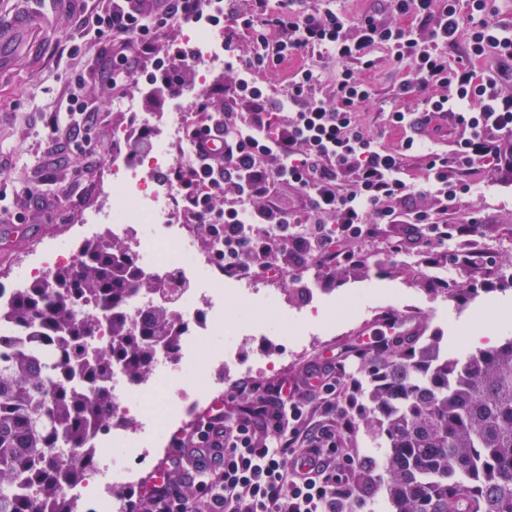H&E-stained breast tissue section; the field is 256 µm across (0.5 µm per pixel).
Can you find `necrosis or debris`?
<instances>
[{"label":"necrosis or debris","instance_id":"obj_1","mask_svg":"<svg viewBox=\"0 0 512 512\" xmlns=\"http://www.w3.org/2000/svg\"><path fill=\"white\" fill-rule=\"evenodd\" d=\"M189 32L195 44L199 82L204 85L211 79L209 62L224 50V27L211 20L192 24ZM182 135V123H166L163 135L135 163L108 166L98 186L104 209L86 211L81 224L74 227L76 234L84 236L93 234L97 225H110L129 250L143 258L144 275L169 288L184 308L187 328L178 352L161 351L156 355L154 372L160 377L175 368L193 366L199 340L224 320L228 293L270 306L279 303L277 292L259 273L235 278L218 275L212 251L191 243L177 221L178 187L153 181V174L169 164L170 142ZM78 260V252L59 239L28 249L13 270L0 274L5 283L0 289V307L9 306L16 290L25 287L27 280L47 279L58 267L77 264ZM112 392L119 408L112 437L107 440L97 436L91 442L98 464V494L91 500L83 485L68 487L67 496L76 512H125L126 505L115 496L114 489L135 477L127 459L132 455L148 456L150 449L160 443L158 428L168 420L166 406L150 402V388L132 387L122 371L112 376Z\"/></svg>","mask_w":512,"mask_h":512}]
</instances>
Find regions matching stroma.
<instances>
[{
	"instance_id": "stroma-1",
	"label": "stroma",
	"mask_w": 512,
	"mask_h": 512,
	"mask_svg": "<svg viewBox=\"0 0 512 512\" xmlns=\"http://www.w3.org/2000/svg\"><path fill=\"white\" fill-rule=\"evenodd\" d=\"M108 3L68 0L65 10L42 33L38 63L22 60L12 73L0 75V195L14 200L15 211L22 214L18 221H0V269L35 239L59 236L80 246V238L71 235V225L85 210L99 207L96 190L106 162L127 153L125 146L113 141V127L122 125L153 137L158 133L157 121L168 119L172 112L171 100L146 93L139 95L134 111L118 107V95L101 74V59L84 47L80 37L81 18ZM402 75L389 51L378 50L376 67L364 75L374 91L363 110L368 133L389 149L398 148L407 134L440 148L451 147L457 132L446 122L436 119L408 131L384 123L380 111L394 104ZM72 95L92 113L82 140L66 138L61 131L50 133L47 128L51 114L60 111ZM44 184L66 192V203L41 193ZM27 188L32 191L28 197L23 194ZM467 207L479 218L472 234L414 251L412 262L385 250L384 239L403 231L401 225L386 224L380 237L361 242L367 255L363 264L300 267L287 259L284 275L275 281L281 299L278 311L257 309L246 299L229 297L225 325L250 313L255 316L252 337L233 344L241 363L260 357L276 359L284 350L295 348L299 339L317 335L322 321H333L334 337L315 345L284 372L268 373L266 379L287 377L289 386L301 393L309 373L329 362L338 368L336 397L341 400L355 370L362 367L363 351L383 343L379 329L388 317L421 321L422 335L438 337L451 353L465 348L467 328L486 307L494 311L487 331L498 339L512 336V326H503L497 316L498 311L512 308V281L507 278L512 272V173L477 175ZM435 263L448 269L443 280L432 276ZM352 307L358 309L360 321L347 318ZM207 406L204 400L175 405V418L163 434L158 455L167 454L172 439L188 431ZM339 445L371 462L369 475L348 473L350 484L359 488L348 512H393L383 489L362 487L364 478L381 474L384 462V451L376 447L366 425L356 422L352 433L340 434ZM158 455L130 459L137 479L124 486V494L142 491Z\"/></svg>"
}]
</instances>
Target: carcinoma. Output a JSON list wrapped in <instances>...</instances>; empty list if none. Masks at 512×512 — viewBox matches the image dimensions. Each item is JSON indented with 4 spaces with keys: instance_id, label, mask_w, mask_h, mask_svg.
Returning <instances> with one entry per match:
<instances>
[{
    "instance_id": "carcinoma-1",
    "label": "carcinoma",
    "mask_w": 512,
    "mask_h": 512,
    "mask_svg": "<svg viewBox=\"0 0 512 512\" xmlns=\"http://www.w3.org/2000/svg\"><path fill=\"white\" fill-rule=\"evenodd\" d=\"M81 260L16 292L4 316L50 343L51 357L0 347V512H71L66 486L95 466L86 442L112 427V369L146 381L185 324L166 302L129 323L128 299L155 290L139 259L108 233ZM86 302L97 311L77 315ZM109 343L89 349L102 326ZM352 393L385 448L378 478L394 512H512V338L459 354L437 338L386 343ZM71 456L56 454L58 445ZM33 483L39 499L17 492Z\"/></svg>"
}]
</instances>
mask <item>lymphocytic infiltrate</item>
Here are the masks:
<instances>
[{"label":"lymphocytic infiltrate","instance_id":"f902f5d3","mask_svg":"<svg viewBox=\"0 0 512 512\" xmlns=\"http://www.w3.org/2000/svg\"><path fill=\"white\" fill-rule=\"evenodd\" d=\"M497 0H390L388 15L348 16L336 0L303 6L302 0H224L231 25L224 38L252 36L248 54L229 55L224 71L232 92L224 99V157L220 164L190 158L171 168L181 187L177 207L190 223L204 228L216 266L243 277L261 268L280 274L276 241L289 242L296 255L318 265L342 260L363 263L361 241L378 224H404L408 236L388 240L389 252L427 247L472 231L473 213H462L472 191L471 174L481 169L512 171V26L495 21ZM205 0H112L82 26L87 44L101 46L110 86L124 92L153 54L159 33L203 12ZM465 40L467 52L456 66L448 49ZM390 49L411 72L396 91L397 108L386 114L390 127L425 125L440 117L459 135L452 149L423 150L414 137L398 149L382 148L363 128L362 108L373 95L361 74L376 63L377 48ZM335 58L332 95L315 94L319 75L301 67L276 93L269 78L293 54ZM495 64L475 73L474 60ZM424 165L422 184L404 179L410 159ZM233 202L216 208L225 187ZM436 194L433 210L409 207L410 199ZM403 203V211L393 202ZM458 223H449L451 215ZM262 224L256 235L251 225ZM237 396L248 404L236 424L223 415L202 420L190 442L199 454L201 478L192 495L160 489L150 496L154 512H346L353 496L329 461L336 434L328 428L301 429L305 404L285 381L241 382ZM304 441L318 457L317 469L299 476L293 446Z\"/></svg>","mask_w":512,"mask_h":512}]
</instances>
